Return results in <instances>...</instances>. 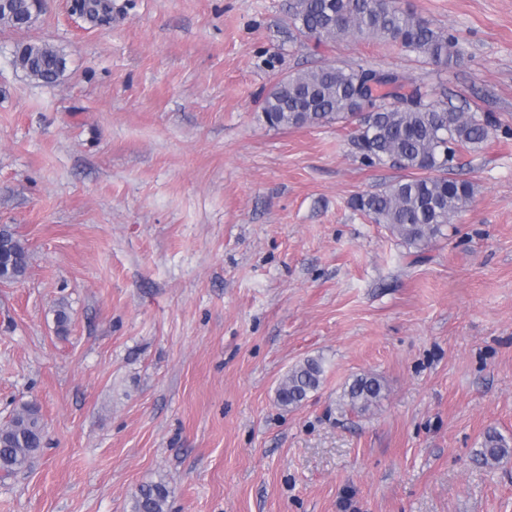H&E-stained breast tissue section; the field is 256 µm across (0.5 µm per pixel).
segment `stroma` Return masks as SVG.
Segmentation results:
<instances>
[{
    "mask_svg": "<svg viewBox=\"0 0 512 512\" xmlns=\"http://www.w3.org/2000/svg\"><path fill=\"white\" fill-rule=\"evenodd\" d=\"M72 3L0 26V225L29 253L0 285V424L31 402L44 426L0 512H128L159 480L168 512H512V456L475 458L512 437V136L462 152L473 200L415 248L352 205L401 170L262 112L332 62L512 127V0H402L457 37L447 67L316 45L288 0H114L101 25ZM23 42L62 52L55 84ZM309 357L319 388L283 408ZM367 373L379 404L341 407ZM18 65L32 78L46 84L56 82L65 61L59 52L47 44L29 42L17 47ZM324 369L320 360L308 358L294 367L280 383L276 398L284 407H296L307 398V395L317 390ZM509 455H512V441L507 440L494 428L486 430L481 449L476 453L483 464H488L490 460H500Z\"/></svg>",
    "mask_w": 512,
    "mask_h": 512,
    "instance_id": "35a3bbf8",
    "label": "stroma"
}]
</instances>
